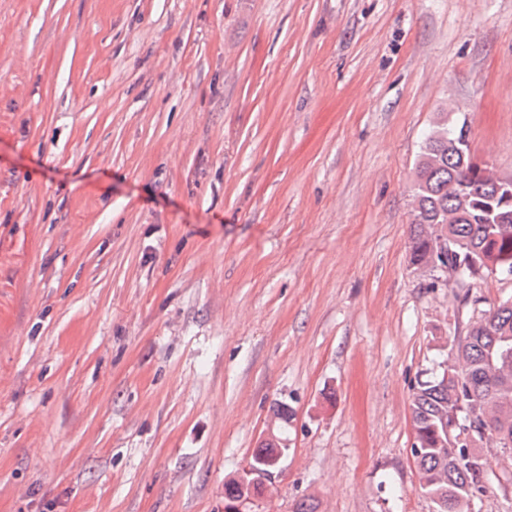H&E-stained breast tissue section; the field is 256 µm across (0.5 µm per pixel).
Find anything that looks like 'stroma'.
<instances>
[{
    "label": "stroma",
    "mask_w": 512,
    "mask_h": 512,
    "mask_svg": "<svg viewBox=\"0 0 512 512\" xmlns=\"http://www.w3.org/2000/svg\"><path fill=\"white\" fill-rule=\"evenodd\" d=\"M443 116L512 176V0H0V512H224L281 401L254 512H435L413 389L512 298L410 260ZM287 404H277L273 408L274 416L281 423V432L274 434L275 438L267 439L261 442L259 448L255 450L252 455L250 464L259 469H265L268 464L274 461L281 454L288 451L286 448V437L284 434L288 432V409ZM283 456H280L276 462L272 464V470L266 471L265 476L262 478L263 481L267 482L271 480L275 470L280 466Z\"/></svg>",
    "instance_id": "35a3bbf8"
}]
</instances>
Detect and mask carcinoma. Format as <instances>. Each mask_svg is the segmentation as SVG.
I'll return each instance as SVG.
<instances>
[{"label":"carcinoma","mask_w":512,"mask_h":512,"mask_svg":"<svg viewBox=\"0 0 512 512\" xmlns=\"http://www.w3.org/2000/svg\"><path fill=\"white\" fill-rule=\"evenodd\" d=\"M457 146V133L445 121L437 122L423 142L415 168L411 262L430 266L442 237L448 270L457 277L475 280L493 271L512 275V218L484 223L483 201L462 190L472 184L489 195L502 178L486 166L474 170ZM273 412L281 433L253 453L250 464L259 469L288 451L287 404ZM411 413V452L421 490L436 512H469L471 501L486 491L487 459L478 443L488 439L501 448L503 441L512 442V298L470 324L441 375L418 383ZM263 490L261 483L250 489L233 477L224 482V505Z\"/></svg>","instance_id":"cac0c4a2"}]
</instances>
